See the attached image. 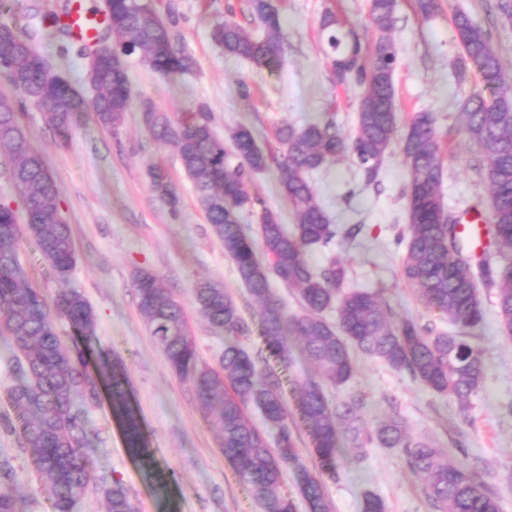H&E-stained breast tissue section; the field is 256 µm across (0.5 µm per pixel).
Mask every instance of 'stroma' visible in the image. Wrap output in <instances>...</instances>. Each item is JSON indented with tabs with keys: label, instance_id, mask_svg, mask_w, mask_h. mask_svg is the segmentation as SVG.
<instances>
[{
	"label": "stroma",
	"instance_id": "35a3bbf8",
	"mask_svg": "<svg viewBox=\"0 0 512 512\" xmlns=\"http://www.w3.org/2000/svg\"><path fill=\"white\" fill-rule=\"evenodd\" d=\"M438 2L437 13L426 19L416 13L414 0H399L392 33L400 58L394 84L400 123L420 110L436 115L446 147L444 202L461 212L489 203L490 194L476 167L480 154L458 130L457 107L472 95H490L492 87L473 66L465 81L456 80L452 63L459 49L451 18L464 11L490 28L504 73L511 79L512 26L493 24L491 0ZM157 8L195 67L191 74L166 78L130 57L132 105L117 131L101 128L88 115L64 142L41 108L29 102L21 108L29 141L43 154L60 190L61 209L75 243L77 262L65 285L79 290L96 314L97 352L125 363L131 404L152 456L146 466L131 455L120 422L109 402L101 400L89 405L86 414L102 438L94 456L96 469L121 481L138 512H269L225 459L219 429L199 409L189 383L172 372L138 311L134 279L148 271L181 303L200 359L219 367L225 337L200 315L194 297L197 282L209 279L223 285L239 305L250 327L242 345L254 354L266 349L259 307L252 303L222 241L211 232L175 149L151 138L141 111L149 104L173 115L202 103L220 138L243 125L265 150L275 147L273 132L285 123L302 125L332 116L345 134H354L360 89L334 85L319 22L330 9L372 39L370 0H286L280 8L282 57L272 69L225 54L211 38L213 26L226 18L260 30L247 0H159ZM39 48L75 88L85 90L86 59L78 41L49 35ZM243 82L251 89L250 97L239 92ZM152 165L166 171L177 207H169L154 192L148 176ZM408 179L409 170L395 148L382 165L379 187L366 185L347 159L325 165L310 182L334 223L364 227L355 240L337 247L350 268L349 287L381 290L391 320L411 317L445 331L447 320L427 307L418 288L400 274L405 247L398 233L407 223L401 192ZM250 192L277 211L282 223H292L275 168L254 173ZM19 252L29 282L47 301H54L65 285L30 238L21 239ZM478 290L485 320L469 334L482 354L485 376L467 408L422 386L409 373L361 355L353 378L327 395L336 401L358 394L361 414L371 426L400 415L414 436L432 440L467 464L482 489L498 498L501 512H512V341L501 332L496 287L482 284ZM1 454L13 460L23 512H48L27 449L17 435L0 428ZM323 482L330 512H361L368 494L380 497L386 512H435L421 478L394 449L375 444L359 451L341 448L335 475H324Z\"/></svg>",
	"mask_w": 512,
	"mask_h": 512
}]
</instances>
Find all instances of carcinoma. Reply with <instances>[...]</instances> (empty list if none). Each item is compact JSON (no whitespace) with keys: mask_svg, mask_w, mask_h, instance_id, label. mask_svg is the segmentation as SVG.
<instances>
[{"mask_svg":"<svg viewBox=\"0 0 512 512\" xmlns=\"http://www.w3.org/2000/svg\"><path fill=\"white\" fill-rule=\"evenodd\" d=\"M398 0H371L370 24L375 37L361 42L358 32L329 10L321 20L328 32L331 68L339 86L362 88L357 104V129L353 136L340 131L332 119L304 126L276 129L278 147L266 153L252 132L238 127L220 139L212 127L207 106L175 117L155 110L141 116L150 136L173 146L186 176L192 181L212 233L224 243L242 284L262 309V336L266 348L288 362L290 339L301 343V355L313 363L318 377L297 383L300 422L312 437V454L320 473L301 468L303 494L309 512H328L322 474L336 473V456L342 442L361 449L376 443L401 452L419 474L427 497L438 512H501L498 499L482 490L471 470L433 443L414 437L399 417L374 428L360 414L361 399L351 396L329 401L324 387L340 388L353 377L355 347L395 371H406L423 386L454 397L460 406L479 388L485 375L480 351L465 336V329L484 321L475 277L498 287L499 316L506 338L512 340V85L503 73L501 57L488 32L469 14L458 12L453 28L460 53L454 64L458 81L466 79L469 65L496 85L488 99L475 95L461 105L460 130L486 156L479 167L490 190L489 208L483 213L486 234L505 252L491 266L465 250L459 218L446 207L440 187L443 158L437 118L415 112L402 137L398 132V103L394 74L399 58L391 39L397 21ZM249 9L263 24L257 36L251 30L224 20L212 30L224 52L258 66L274 68L281 55L280 19L271 0H249ZM59 12L36 14L38 23L20 31L0 21V70L19 98L46 111L48 122L62 141L70 139L79 115L94 114L106 129L116 130L131 105V84L126 57L139 54L163 77L184 76L194 60L174 43L167 22L146 0H108L103 24L90 42L104 43L102 57L89 84L86 99L62 73L49 74L33 45L46 29L69 37ZM409 169L402 196L407 215L406 233L400 236L406 252L404 278L419 288L425 302L448 318L454 331L437 332L413 319L389 322L381 290L348 289L349 268L334 254L315 267L308 253L329 246L340 236L356 238L361 224L341 230L314 192L308 175L325 164L346 158L358 167L365 184L379 185L381 166L394 143ZM8 154V172L25 215L0 204V337L7 340L14 362V384L8 400L20 423L21 447L29 449L35 469L48 493V512H77L93 488L107 503V512H137L120 481L96 475L94 453L99 433L85 417L88 402L98 400L106 387L113 414L123 424L126 444L133 456L146 462L149 449L128 393V376L120 361L91 366V340L96 318L84 295L67 288L48 303L40 290L28 283L18 256L19 239L31 237L56 278L67 282L76 264L69 225L61 215L60 191L48 171L44 156L30 146L16 104H0V153ZM275 166L282 194L291 205L294 224L287 228L278 212L257 208L249 190L250 174ZM155 191L176 207L178 197L166 173L149 168ZM259 225L254 239L246 225ZM284 283L301 311L288 314L270 288V276ZM141 317L163 350L171 370L190 383L201 411L219 425L224 457L233 465L254 496L270 505L271 512H295L292 499L282 492V470L299 464L281 378L264 370L259 356L249 353L239 338L249 334L240 308L224 287L201 281L195 300L201 315L224 331L221 370L203 363L185 322L181 305L154 275L142 273L136 284ZM336 308L337 321L323 313ZM67 319L76 338L64 343L55 326ZM249 405L259 408L276 434V448L250 420ZM11 459L0 457V512H21L13 488Z\"/></svg>","mask_w":512,"mask_h":512,"instance_id":"cac0c4a2","label":"carcinoma"}]
</instances>
